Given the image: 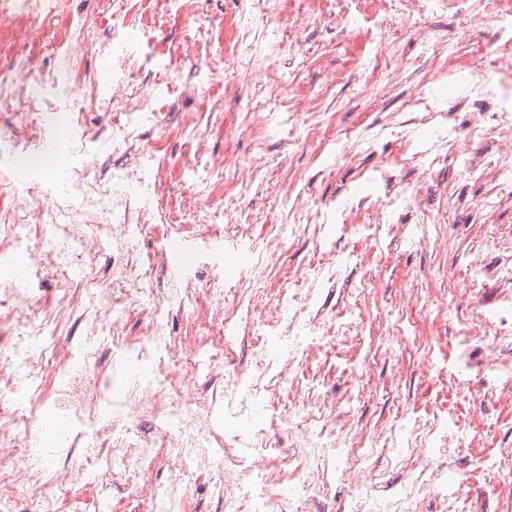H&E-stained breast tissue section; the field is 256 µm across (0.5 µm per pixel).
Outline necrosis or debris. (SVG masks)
Segmentation results:
<instances>
[{
    "label": "necrosis or debris",
    "instance_id": "1",
    "mask_svg": "<svg viewBox=\"0 0 512 512\" xmlns=\"http://www.w3.org/2000/svg\"><path fill=\"white\" fill-rule=\"evenodd\" d=\"M234 4L248 22L218 49L207 16L162 33L189 0H112L93 22L70 0H0V112L11 119L0 132V512H115L118 493L138 512H194L197 473L213 512H512V448L481 456L490 488L464 491L478 433L453 409L359 423L369 360L401 359L415 321L398 315L367 339L372 278L350 275L395 242L441 247L450 219L487 223L477 246L433 270L447 291L409 292L408 306L464 325L418 344L429 379L477 408L512 398V249L497 228L512 214V0ZM41 19L66 25L43 43L45 67L27 47ZM321 28L356 48L303 95L300 42ZM105 33L108 89L78 68ZM187 68L228 90L246 78L259 98L248 124L265 136L249 159L181 161L194 190L174 210L145 136L167 130L165 101L188 95ZM341 84L359 85L386 119L335 127L322 98ZM274 151L352 168L366 188L318 200L291 181L279 218L253 234L247 199ZM399 166L415 181H397ZM448 168L455 181L432 201L428 182ZM462 183L482 185L477 201ZM223 184L232 205L213 198ZM300 239L314 258L273 282L279 253ZM192 240L187 261L179 246ZM363 342L366 359L346 367L357 388L336 399L335 349ZM55 420L66 425L57 447H37L35 431Z\"/></svg>",
    "mask_w": 512,
    "mask_h": 512
}]
</instances>
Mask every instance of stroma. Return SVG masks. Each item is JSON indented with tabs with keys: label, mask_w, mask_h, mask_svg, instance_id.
Instances as JSON below:
<instances>
[{
	"label": "stroma",
	"mask_w": 512,
	"mask_h": 512,
	"mask_svg": "<svg viewBox=\"0 0 512 512\" xmlns=\"http://www.w3.org/2000/svg\"><path fill=\"white\" fill-rule=\"evenodd\" d=\"M303 50L313 61L312 67L307 68L301 76L300 87L305 91L317 88L320 67L329 65L340 68L348 60L344 51L336 50L332 36L322 31L309 32ZM251 102L252 91L247 84H240L234 92L225 91L223 85H215L206 97L168 106L169 111L182 113L186 117H196L201 111H208L210 126L204 143H197L184 135L180 127L175 126L164 137H149L148 144L159 157L168 161L194 154L200 148L216 157L227 154L255 156L256 151L248 133L243 132L235 137L227 133L229 127L242 122ZM296 171L314 176L311 192L313 196L323 199L335 197L341 189L353 183L351 169L320 176L316 173V165L310 155L287 157L271 154L265 170L266 181L249 200L248 215L254 229H261L263 224L273 218L278 188L287 176ZM484 232V225L477 221L469 224L451 223L447 226V249L438 251L430 248L409 252L403 246L395 245L385 256L369 257L366 269L373 277L374 287L381 290L382 306L398 310L402 293L412 288H430L431 270L437 265L451 263L458 249L478 243ZM405 363L411 380L402 399L395 401L386 395L393 372L391 361L379 359L373 362L364 380V397L358 410L362 424L373 427L391 421L401 405L424 410L437 403L454 407L463 421L473 420L471 408L458 403L450 385L429 380L413 353H406ZM483 412V420L477 421L482 448H512V405L490 403L484 407Z\"/></svg>",
	"instance_id": "stroma-1"
}]
</instances>
